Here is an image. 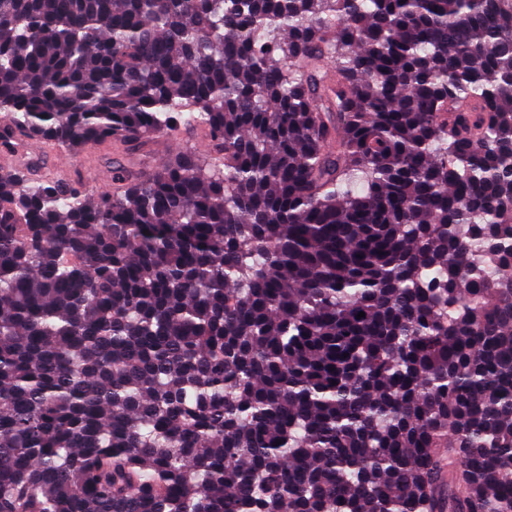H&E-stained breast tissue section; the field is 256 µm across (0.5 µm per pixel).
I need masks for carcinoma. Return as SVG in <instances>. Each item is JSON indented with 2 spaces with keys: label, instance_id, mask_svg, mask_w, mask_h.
Segmentation results:
<instances>
[{
  "label": "carcinoma",
  "instance_id": "carcinoma-1",
  "mask_svg": "<svg viewBox=\"0 0 512 512\" xmlns=\"http://www.w3.org/2000/svg\"><path fill=\"white\" fill-rule=\"evenodd\" d=\"M180 125L0 166V512H512V0H0L1 151ZM208 144V138L202 129H179L157 133L137 152V155H140L137 166L151 170L159 162L176 153L205 154ZM25 155L39 160L42 173L48 177L81 183L91 198L119 186L116 173L128 165L131 157L126 146L115 142L88 146L78 153L40 142L31 146Z\"/></svg>",
  "mask_w": 512,
  "mask_h": 512
}]
</instances>
